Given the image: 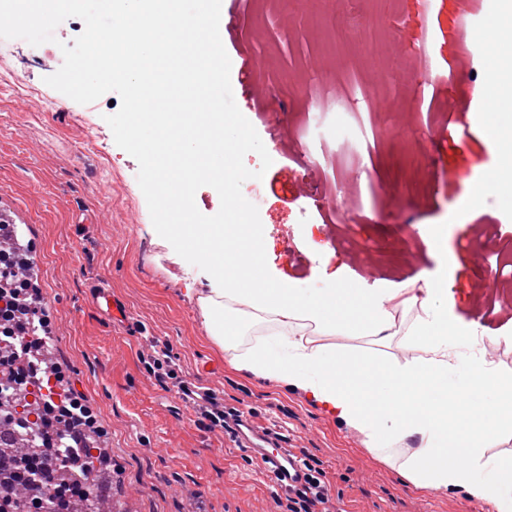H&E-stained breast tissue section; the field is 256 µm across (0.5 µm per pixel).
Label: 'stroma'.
I'll return each mask as SVG.
<instances>
[{"mask_svg":"<svg viewBox=\"0 0 512 512\" xmlns=\"http://www.w3.org/2000/svg\"><path fill=\"white\" fill-rule=\"evenodd\" d=\"M464 0H437L420 48L415 0H226L220 23L230 58L253 61L248 80L231 72L237 106L272 159L258 207L271 274L313 293L340 285L369 295L408 281L447 282L455 314L481 320L472 352L512 373V287L487 295L478 271L512 256V187L483 196L477 222L465 203L500 168L512 138L481 120L478 97L495 80L478 30L462 43L448 32ZM381 13L387 33L376 54L341 40L364 11ZM44 53L27 43L14 63L31 95L0 76V213L18 228L33 291L47 320V346L95 413L97 445L121 512H283L286 500L259 466L208 429L176 387L144 368L168 344L189 386L248 412L325 473L322 512H492L460 491L419 489L400 472L417 448L409 438L374 448L309 395L235 371L210 339L197 298L205 265H184L154 232L138 163L119 148L103 111L45 85L68 23ZM445 81L435 89L434 80ZM468 134L436 148L441 129ZM107 288L120 317L97 304Z\"/></svg>","mask_w":512,"mask_h":512,"instance_id":"obj_1","label":"stroma"}]
</instances>
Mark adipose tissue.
I'll list each match as a JSON object with an SVG mask.
<instances>
[{
    "label": "adipose tissue",
    "instance_id": "obj_1",
    "mask_svg": "<svg viewBox=\"0 0 512 512\" xmlns=\"http://www.w3.org/2000/svg\"><path fill=\"white\" fill-rule=\"evenodd\" d=\"M184 232L207 245L202 257L209 264L210 287L198 305L213 342L236 370L310 394L372 445L419 439V448L402 465L411 483L460 490L470 500L490 504L493 512H512V466L485 454L488 442L512 430V376L483 358L461 354V347L482 335L483 326L434 306V298L447 291L443 282L413 283L357 305V290L350 286L312 294L284 281L270 282L261 271L263 247L246 207H237L235 223L189 224ZM228 239L239 254L226 267L217 256ZM397 300L419 307L413 323L396 321ZM241 305L251 309L265 333L243 351L225 330ZM339 331L382 342L397 337L415 354L403 362L385 360L312 340L313 334ZM460 449L469 453L472 465L453 462Z\"/></svg>",
    "mask_w": 512,
    "mask_h": 512
}]
</instances>
